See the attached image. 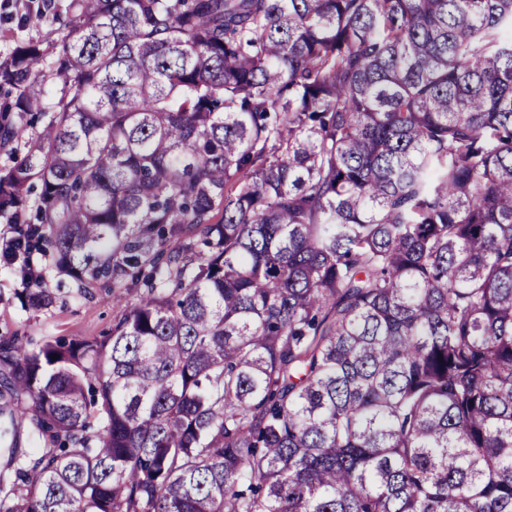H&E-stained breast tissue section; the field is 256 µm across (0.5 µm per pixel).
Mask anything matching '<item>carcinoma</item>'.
I'll return each mask as SVG.
<instances>
[{
	"label": "carcinoma",
	"mask_w": 512,
	"mask_h": 512,
	"mask_svg": "<svg viewBox=\"0 0 512 512\" xmlns=\"http://www.w3.org/2000/svg\"><path fill=\"white\" fill-rule=\"evenodd\" d=\"M43 18L0 62V146L50 114L0 169L11 251L142 293L0 341V442L47 443L0 448V512H512V0Z\"/></svg>",
	"instance_id": "1"
}]
</instances>
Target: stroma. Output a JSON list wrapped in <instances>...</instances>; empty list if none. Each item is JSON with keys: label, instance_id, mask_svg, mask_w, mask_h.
<instances>
[{"label": "stroma", "instance_id": "35a3bbf8", "mask_svg": "<svg viewBox=\"0 0 512 512\" xmlns=\"http://www.w3.org/2000/svg\"><path fill=\"white\" fill-rule=\"evenodd\" d=\"M28 8L27 0H15L12 8L0 13V61L8 57L16 42L39 39L48 43L55 39L54 23L19 26V18ZM31 261L42 271L44 286L57 302L37 313L24 310L17 297L23 287L19 265L0 263V339L26 336L39 344L56 337L99 338L111 331L137 300L136 289L116 288L108 281L96 284L87 295H77L70 279L56 269L52 253L33 254Z\"/></svg>", "mask_w": 512, "mask_h": 512}]
</instances>
